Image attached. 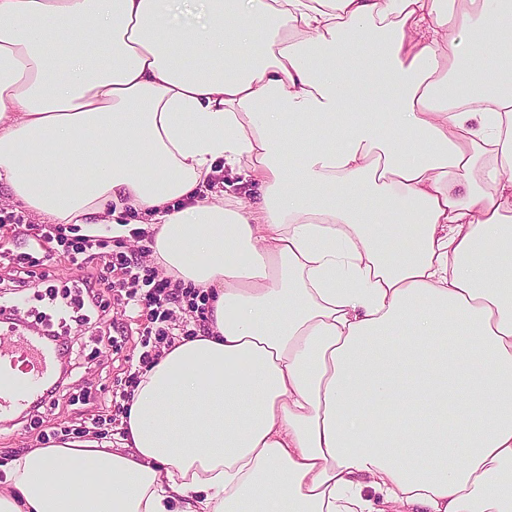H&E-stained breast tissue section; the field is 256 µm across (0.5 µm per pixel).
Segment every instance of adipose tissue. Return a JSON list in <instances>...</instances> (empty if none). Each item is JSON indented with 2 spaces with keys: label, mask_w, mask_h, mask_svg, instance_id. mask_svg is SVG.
Segmentation results:
<instances>
[{
  "label": "adipose tissue",
  "mask_w": 512,
  "mask_h": 512,
  "mask_svg": "<svg viewBox=\"0 0 512 512\" xmlns=\"http://www.w3.org/2000/svg\"><path fill=\"white\" fill-rule=\"evenodd\" d=\"M200 3L0 0V182L210 302L0 512H512V0ZM223 170L224 172H221L218 176L219 179L216 178V182L220 184L225 192H229V194L235 195L239 199L247 202L255 199L258 193L255 186L250 182H244L242 175L235 174L228 168H223ZM222 181H224V186L223 184L221 185Z\"/></svg>",
  "instance_id": "ef3b65f1"
}]
</instances>
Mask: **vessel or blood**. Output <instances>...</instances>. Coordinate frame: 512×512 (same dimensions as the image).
<instances>
[{"label":"vessel or blood","mask_w":512,"mask_h":512,"mask_svg":"<svg viewBox=\"0 0 512 512\" xmlns=\"http://www.w3.org/2000/svg\"><path fill=\"white\" fill-rule=\"evenodd\" d=\"M54 365L55 354L45 348L40 335L18 327L9 337L0 338V371L15 366L22 369L14 383H0L1 423L26 415L43 397Z\"/></svg>","instance_id":"obj_1"}]
</instances>
